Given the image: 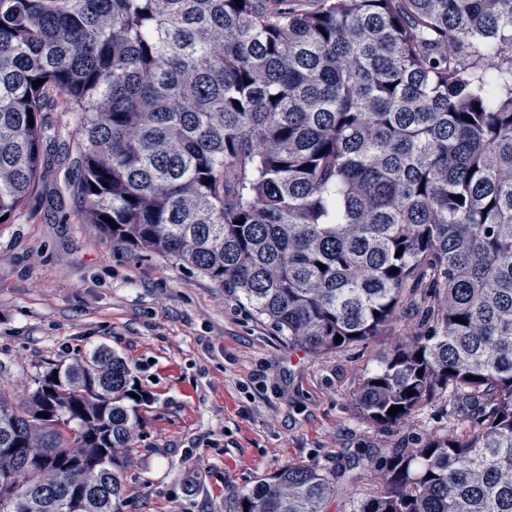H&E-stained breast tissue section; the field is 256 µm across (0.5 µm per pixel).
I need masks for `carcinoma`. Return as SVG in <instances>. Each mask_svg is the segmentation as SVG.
<instances>
[{"label": "carcinoma", "instance_id": "obj_1", "mask_svg": "<svg viewBox=\"0 0 512 512\" xmlns=\"http://www.w3.org/2000/svg\"><path fill=\"white\" fill-rule=\"evenodd\" d=\"M239 3L0 0V217L75 152L80 223L201 272L288 345L398 331L354 411L400 427L451 387L469 433L394 449L352 512H512V0ZM150 402L105 347L22 402L0 388V512H120ZM337 491L288 462L234 512Z\"/></svg>", "mask_w": 512, "mask_h": 512}]
</instances>
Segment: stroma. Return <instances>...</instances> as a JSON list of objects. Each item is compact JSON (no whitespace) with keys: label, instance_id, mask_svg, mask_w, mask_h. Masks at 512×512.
<instances>
[{"label":"stroma","instance_id":"1","mask_svg":"<svg viewBox=\"0 0 512 512\" xmlns=\"http://www.w3.org/2000/svg\"><path fill=\"white\" fill-rule=\"evenodd\" d=\"M78 199L54 169L0 224V388L23 398L36 377L107 345L153 401L128 449L121 512H232L238 492L293 461L372 468L333 499L377 491L375 469L419 435H465L455 399L426 406L381 431L350 394L389 342L315 357L195 269L107 239L76 219Z\"/></svg>","mask_w":512,"mask_h":512}]
</instances>
